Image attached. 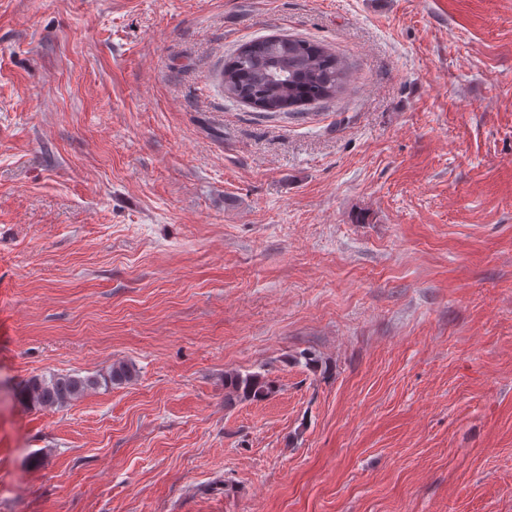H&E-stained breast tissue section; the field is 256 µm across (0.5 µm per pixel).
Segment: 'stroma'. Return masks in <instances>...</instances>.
Here are the masks:
<instances>
[{
  "label": "stroma",
  "mask_w": 512,
  "mask_h": 512,
  "mask_svg": "<svg viewBox=\"0 0 512 512\" xmlns=\"http://www.w3.org/2000/svg\"><path fill=\"white\" fill-rule=\"evenodd\" d=\"M0 512H512V0H0ZM308 42L314 49L305 48ZM245 47V55L239 58ZM349 68L327 44L295 36L283 35L254 38L239 44L224 59L218 78L224 94L241 102L243 94L259 97L263 110L258 116L272 118L299 116L290 105L298 101L328 97L320 103L333 101L345 89ZM316 104V105H317ZM136 375L137 371L133 364L118 361L112 363L102 380L105 385L119 386L133 382ZM101 385L98 377H81L70 373L52 374L49 378L35 375L28 379L21 392L25 403L43 409H52L77 400L88 390ZM275 389L274 382L261 374L229 372L224 375V403L228 406L265 399L275 393Z\"/></svg>",
  "instance_id": "obj_1"
}]
</instances>
